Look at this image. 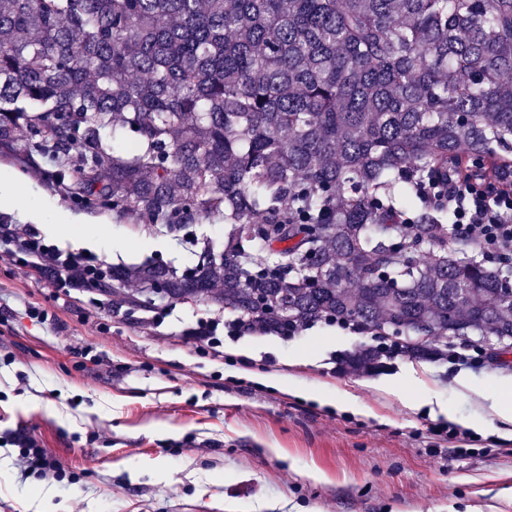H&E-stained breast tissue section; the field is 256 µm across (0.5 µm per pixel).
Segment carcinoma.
<instances>
[{"mask_svg":"<svg viewBox=\"0 0 512 512\" xmlns=\"http://www.w3.org/2000/svg\"><path fill=\"white\" fill-rule=\"evenodd\" d=\"M1 152L50 155L88 209L230 225L185 274L106 271L118 305L161 290L279 334L351 319L428 361L470 330L512 346V264L446 207L448 182L512 162V0H0Z\"/></svg>","mask_w":512,"mask_h":512,"instance_id":"carcinoma-1","label":"carcinoma"}]
</instances>
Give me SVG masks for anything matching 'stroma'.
I'll use <instances>...</instances> for the list:
<instances>
[{"mask_svg": "<svg viewBox=\"0 0 512 512\" xmlns=\"http://www.w3.org/2000/svg\"><path fill=\"white\" fill-rule=\"evenodd\" d=\"M27 188L8 210L73 218L47 244L98 258L104 267L160 259L194 266L205 241L224 237L202 219L154 232L136 218L76 206L53 183L46 157L0 156ZM22 255L0 249V436L35 441L64 465L63 482L21 473L18 448L0 447V512H512V438L468 431L457 442L426 433L433 405L456 425L489 413V394L512 368L458 370L400 356L376 370L344 367L372 345L318 322L295 336L229 335L232 317L206 302L168 300L143 311L115 306L59 275L22 272ZM45 310L38 322L26 310ZM217 321L215 344L195 333ZM90 347L104 358L81 367ZM297 377L304 393L259 383ZM466 376L477 393L461 391ZM324 385L357 397L351 412L307 396Z\"/></svg>", "mask_w": 512, "mask_h": 512, "instance_id": "obj_1", "label": "stroma"}]
</instances>
